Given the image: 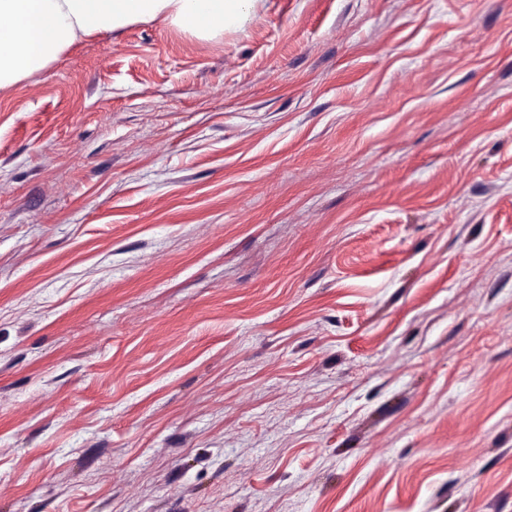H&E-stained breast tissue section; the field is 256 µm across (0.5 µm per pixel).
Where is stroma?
Returning a JSON list of instances; mask_svg holds the SVG:
<instances>
[{
    "mask_svg": "<svg viewBox=\"0 0 512 512\" xmlns=\"http://www.w3.org/2000/svg\"><path fill=\"white\" fill-rule=\"evenodd\" d=\"M0 512H512V0L0 90Z\"/></svg>",
    "mask_w": 512,
    "mask_h": 512,
    "instance_id": "obj_1",
    "label": "stroma"
}]
</instances>
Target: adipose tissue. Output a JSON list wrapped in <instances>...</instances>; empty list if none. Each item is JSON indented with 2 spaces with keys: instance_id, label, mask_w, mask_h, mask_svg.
I'll list each match as a JSON object with an SVG mask.
<instances>
[{
  "instance_id": "obj_1",
  "label": "adipose tissue",
  "mask_w": 512,
  "mask_h": 512,
  "mask_svg": "<svg viewBox=\"0 0 512 512\" xmlns=\"http://www.w3.org/2000/svg\"><path fill=\"white\" fill-rule=\"evenodd\" d=\"M249 0H0V89L43 74L80 39L163 19L200 39L223 34Z\"/></svg>"
}]
</instances>
